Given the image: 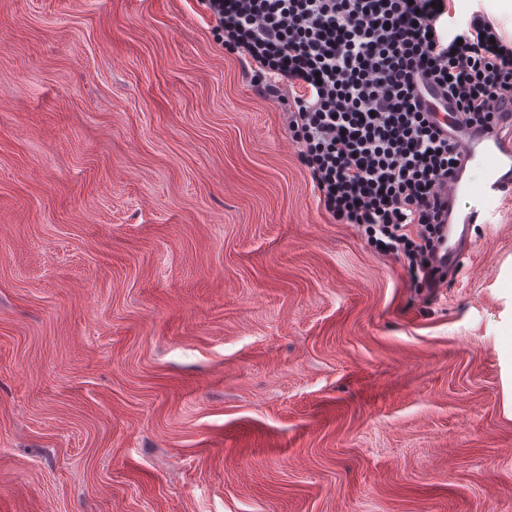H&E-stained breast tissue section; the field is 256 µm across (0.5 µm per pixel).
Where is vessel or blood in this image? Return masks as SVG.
<instances>
[{
	"instance_id": "vessel-or-blood-1",
	"label": "vessel or blood",
	"mask_w": 512,
	"mask_h": 512,
	"mask_svg": "<svg viewBox=\"0 0 512 512\" xmlns=\"http://www.w3.org/2000/svg\"><path fill=\"white\" fill-rule=\"evenodd\" d=\"M453 145L463 165L443 189L452 205L447 221L491 223L501 199L512 191V140L499 129L469 130L455 135Z\"/></svg>"
}]
</instances>
